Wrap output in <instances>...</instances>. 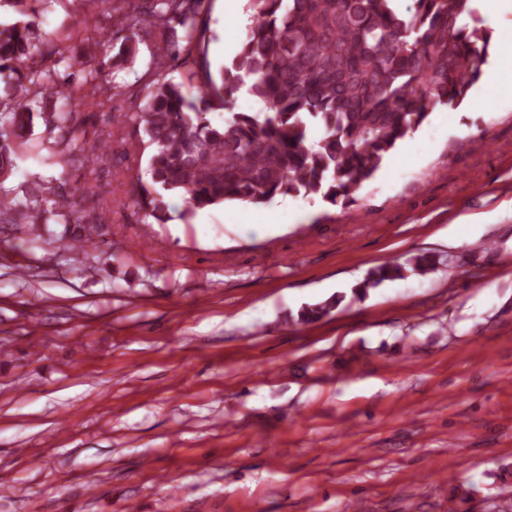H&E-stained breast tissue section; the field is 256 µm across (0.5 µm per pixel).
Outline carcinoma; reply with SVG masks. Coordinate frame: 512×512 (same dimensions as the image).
<instances>
[{"label":"carcinoma","instance_id":"1","mask_svg":"<svg viewBox=\"0 0 512 512\" xmlns=\"http://www.w3.org/2000/svg\"><path fill=\"white\" fill-rule=\"evenodd\" d=\"M133 13L113 8L123 33L115 53L100 44L93 67L55 45L48 53L82 80L40 65L42 45L34 19L0 23V74L9 72L0 100V176H10L15 157L34 132V104L63 95L58 112L42 117L51 155L64 163L103 157V140L86 128L78 106L102 90L112 67L134 62L142 38L154 42L161 71L178 58L184 41L197 48L195 90L159 81L136 116L150 148L152 189L137 182L136 203L144 218L167 221L166 195H180L185 217L201 209L239 203L266 205L276 198L317 196L336 206L376 176L396 147L438 107L457 108L479 81L488 57L489 31L471 0H414L395 11L393 0H249L252 23L231 66L213 77L207 60L212 0H129ZM472 17L473 25L462 23ZM265 105L264 112H236L241 87ZM223 112L220 121L210 114ZM60 174L53 189L28 184L24 224H46L57 216L85 219L79 201L91 188L69 185ZM403 277L386 262L372 270L359 291ZM341 298L303 308L298 320L318 321Z\"/></svg>","mask_w":512,"mask_h":512}]
</instances>
